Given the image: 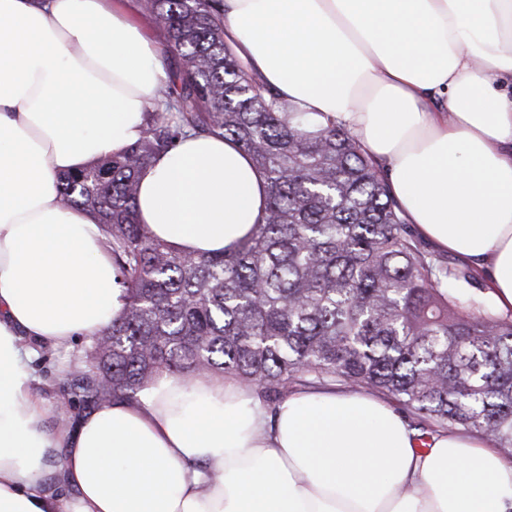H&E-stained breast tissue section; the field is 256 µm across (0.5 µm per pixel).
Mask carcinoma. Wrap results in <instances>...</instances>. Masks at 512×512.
Here are the masks:
<instances>
[{
  "label": "carcinoma",
  "mask_w": 512,
  "mask_h": 512,
  "mask_svg": "<svg viewBox=\"0 0 512 512\" xmlns=\"http://www.w3.org/2000/svg\"><path fill=\"white\" fill-rule=\"evenodd\" d=\"M143 6L178 83L134 144L56 178L63 206L97 219L125 300L59 400H132L164 374H230L272 404L337 382L393 398L424 438L463 429L512 458V311L421 244L354 132L293 111L239 62L223 0ZM190 132L232 139L266 179L262 222L230 251L178 252L137 221L141 172Z\"/></svg>",
  "instance_id": "obj_1"
}]
</instances>
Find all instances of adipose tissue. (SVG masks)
<instances>
[{
    "label": "adipose tissue",
    "mask_w": 512,
    "mask_h": 512,
    "mask_svg": "<svg viewBox=\"0 0 512 512\" xmlns=\"http://www.w3.org/2000/svg\"><path fill=\"white\" fill-rule=\"evenodd\" d=\"M128 0H0V512H512V461L477 433L420 443L366 392L276 405L223 377L162 376L49 428L42 346L123 308L92 216L57 175L136 142L163 100L159 41ZM224 40L300 112L354 131L416 234L512 310V0H224ZM266 182L190 136L140 175L137 219L175 250L248 237Z\"/></svg>",
    "instance_id": "ef3b65f1"
}]
</instances>
